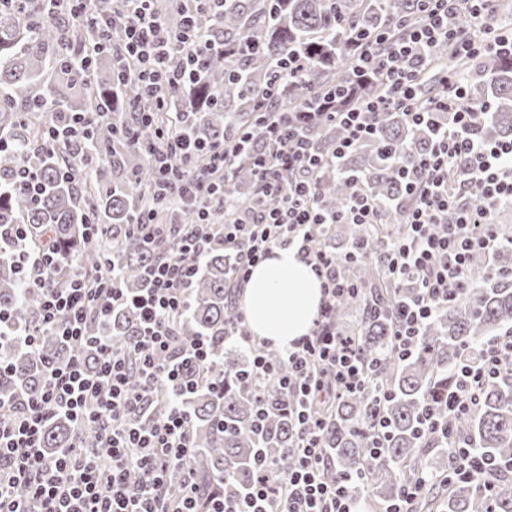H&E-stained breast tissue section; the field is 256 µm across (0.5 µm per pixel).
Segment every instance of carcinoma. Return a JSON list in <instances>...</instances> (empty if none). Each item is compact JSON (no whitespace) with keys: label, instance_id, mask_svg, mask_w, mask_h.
Returning <instances> with one entry per match:
<instances>
[{"label":"carcinoma","instance_id":"cac0c4a2","mask_svg":"<svg viewBox=\"0 0 512 512\" xmlns=\"http://www.w3.org/2000/svg\"><path fill=\"white\" fill-rule=\"evenodd\" d=\"M154 9L174 23L183 5L181 0H154ZM405 17L416 19L414 0H218L201 7L196 24L208 40V48L192 75L174 92L182 130L202 147L196 154L195 172L203 175L208 170L206 149L221 144L232 148L244 129L256 133L247 148L262 149V113L299 112L336 87L354 84L357 50L351 43L353 34L387 30L390 38L396 39L403 30L393 22ZM94 39L92 31L64 28L52 11L42 8L25 15L13 2L0 6V138L6 142L0 148V310L11 315L0 328V359L8 365L0 371V401L36 390L50 366L66 361L71 354L69 346L50 334L43 336L36 348L24 344L39 309L40 293L25 281L20 253L48 234L57 249L76 259L85 272L112 270L128 293L137 294L146 287L143 266L166 249L161 241L147 245L127 234L135 205L151 197L155 188L147 161L128 144L132 124L127 103L137 102L151 111L156 101L141 97L139 85L132 80L113 90L112 58L107 55L96 57L86 83L73 82L67 74L68 44ZM290 54L299 55L305 68L281 83L275 97L269 99L267 90L278 78L280 62ZM429 60L433 78L422 81L421 100L427 101L441 90L434 76L448 71L465 75L478 97L460 107L475 113L485 138L512 139L511 58L484 54L460 60L448 44L441 43L430 50ZM381 92V84L374 79L355 84L354 96L336 103V111ZM96 109L112 113V122L94 126L87 136L66 142L62 150L42 151L48 127L65 123L72 112ZM379 128V139L361 145L340 167L324 163L317 174V201L331 210L343 208L356 186L380 204V224L372 235H367L363 226L349 227L352 240L369 238L366 256L345 268L346 276L363 291L337 305L336 319L354 307L360 311L355 336L364 354L376 358L375 382L391 392L383 409L387 436L376 458L368 452L372 443L367 398L351 394L333 403L324 438L333 464L326 477L332 480L339 474L363 472L376 503L385 509L403 486L426 476L429 487L445 486L448 493L441 498L424 497L423 508L481 512L474 489L490 479L478 475L445 485L448 458L456 448L465 446L493 460L500 469L490 480L489 512H512V376L485 377L470 414L450 416L445 407L448 391L460 379L463 361L475 360L487 337L512 332V248L503 244L493 271L487 268L485 255L475 256L469 271L471 291L434 313L409 358L394 355L391 309L411 288L389 278L382 252L385 240L403 236L404 217L413 202L403 194L396 158L386 154L383 145L420 153L429 139L395 111L381 116ZM340 136L339 126L331 119L309 129L310 145L323 158L330 156ZM92 155L106 156L112 179L86 183L80 196L76 182L85 175ZM27 159L37 173L39 194L35 197L16 184L17 170ZM66 169L71 175L65 177ZM256 191L255 170L243 153L224 173V194L234 208L242 209ZM95 217L110 226L114 248L104 249L86 236L85 224ZM162 219L192 224L197 221V208H178ZM19 224L27 225L25 239L16 235ZM233 261L222 244L210 250L178 325L183 343L208 337L212 358L224 370L223 388L180 397L193 419L194 450L189 468L206 495L242 493L255 479L254 460L263 448L269 449L271 460L281 471L296 463L290 448L297 426L282 394L276 386H269L266 402L273 413L263 427L254 425V400L237 379L239 372L249 369L250 353L232 358L224 351V329L235 326L239 315L225 280ZM138 328L135 311L119 307L89 323L86 336L90 341L108 336L122 344L136 335ZM173 396L171 387L158 385L157 402L141 425L150 426ZM430 412L448 427L447 434H423ZM76 435L87 448L99 445L94 429L78 433L66 417L58 416L44 428L43 448L53 456Z\"/></svg>","mask_w":512,"mask_h":512}]
</instances>
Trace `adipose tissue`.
Wrapping results in <instances>:
<instances>
[{"label": "adipose tissue", "mask_w": 512, "mask_h": 512, "mask_svg": "<svg viewBox=\"0 0 512 512\" xmlns=\"http://www.w3.org/2000/svg\"><path fill=\"white\" fill-rule=\"evenodd\" d=\"M322 299L310 265L289 246L253 267L241 305L251 333L284 349L310 333Z\"/></svg>", "instance_id": "ef3b65f1"}]
</instances>
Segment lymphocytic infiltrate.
Masks as SVG:
<instances>
[{"label":"lymphocytic infiltrate","instance_id":"lymphocytic-infiltrate-1","mask_svg":"<svg viewBox=\"0 0 512 512\" xmlns=\"http://www.w3.org/2000/svg\"><path fill=\"white\" fill-rule=\"evenodd\" d=\"M116 2V9L106 10L101 0H56L58 7L68 9L73 27L105 32L119 22L126 30L121 46L98 42L75 50L69 69L72 79L84 80L93 59L105 52L112 57L114 85H122L132 69L146 96L178 87L187 65L196 63L206 47L194 27L193 8L185 9L180 25L173 27L152 9L153 0ZM416 3L421 24L404 23V37L390 41L386 51H376L374 39L364 33L355 37L360 50L358 77L379 80L381 95L345 112L334 111V98L325 97L317 100L315 110L284 112L264 125L265 147L252 160L257 195L243 215H229L224 223L209 222L207 207L224 199V185L213 176L230 165V155L221 151L210 155L211 178L191 173L194 153L176 121L168 118L160 123L153 114L137 111L139 129L131 144L144 155L157 179L156 190L137 211L131 232L149 242L165 241L169 255L147 266V286L133 301L113 274L91 276L75 268L66 284H59L53 272L64 257L56 248L42 245L22 255L23 273L41 293L40 312L25 343L37 346L50 328L70 346L71 355L49 370L37 392L0 402V512H270L275 499L281 504L279 512H359L356 490L362 475L350 473L333 481L324 477L330 461L323 446L328 419L321 406L336 395L368 393L373 445L381 447L387 395L371 389L368 369L373 361L365 357L359 341L336 328L337 301L359 291L344 277L343 269L356 262L363 250L354 245L339 256L313 251L311 243L329 224L373 228L379 208L361 190L341 211H328L318 203L316 171L322 160L311 153L306 130L319 120L320 110H333L334 120L344 129L330 155L335 163L363 141L377 138L378 119L387 109L402 111L416 126L432 112L452 115L451 128L434 130L425 152L400 157L405 191L415 204L407 219V237L387 248L386 270L391 279L414 281L416 291L394 310L391 347L399 355L414 352L422 326L438 307L456 302L468 291L472 258L498 249L502 237L495 214L512 205V140L482 138L474 113L456 110V100L467 93L465 83L452 79L451 91H440L425 104L419 101L427 48L446 41L466 57L488 52L512 57V27L498 22L490 0H465L472 21L467 29L455 23V0ZM455 168L461 171L462 183L478 187L476 200L462 202L449 188L448 172ZM284 171L293 176L286 184L279 178ZM270 195L279 197L277 207L266 206ZM197 202L204 205L198 222L158 223L159 213ZM451 211L456 219L449 224L445 218ZM219 242L235 254L227 272L230 290L243 288L252 267L273 249L294 246L311 265L324 295L313 331L282 352L281 367L258 353L245 376L257 422L267 417L264 397L269 379H276L280 391L295 402L298 461L288 473L277 475L271 461L259 458L254 482L233 502L203 497L189 473L184 476V493L171 495L167 475L184 466L193 450V422L180 405H169L149 428L138 425L152 404L157 383L190 391L224 383V372L215 365L207 338L188 345L177 342V326L195 274ZM129 303L140 313L139 335L125 345L97 338V371L88 374L89 318ZM508 355L512 356V335L489 340L480 358L468 363L460 387L449 392V413H469L481 381L501 373ZM57 416L66 417L78 429L94 425L99 447L73 444L46 456L44 427ZM135 473L140 476L136 483L131 480ZM19 485L27 489L25 498L15 495Z\"/></svg>","mask_w":512,"mask_h":512}]
</instances>
